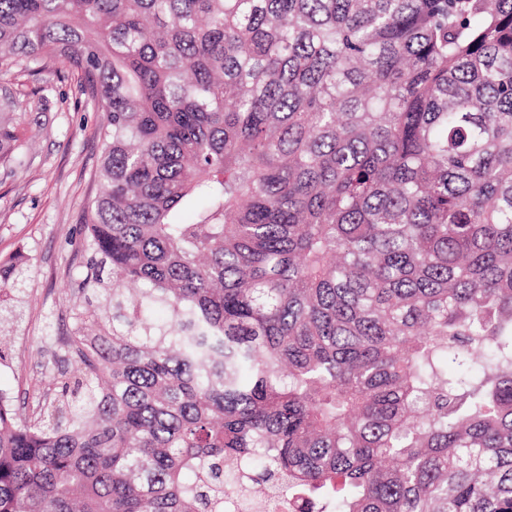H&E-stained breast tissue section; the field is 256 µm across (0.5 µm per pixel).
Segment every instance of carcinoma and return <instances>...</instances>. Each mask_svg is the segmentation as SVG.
I'll return each instance as SVG.
<instances>
[{
  "label": "carcinoma",
  "instance_id": "cac0c4a2",
  "mask_svg": "<svg viewBox=\"0 0 512 512\" xmlns=\"http://www.w3.org/2000/svg\"><path fill=\"white\" fill-rule=\"evenodd\" d=\"M50 62L110 315L0 392V512H512V0H0V75ZM226 512H288V506L281 499H265L260 507H253L247 502L235 501L224 505Z\"/></svg>",
  "mask_w": 512,
  "mask_h": 512
}]
</instances>
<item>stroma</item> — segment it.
I'll use <instances>...</instances> for the list:
<instances>
[{"label": "stroma", "mask_w": 512, "mask_h": 512, "mask_svg": "<svg viewBox=\"0 0 512 512\" xmlns=\"http://www.w3.org/2000/svg\"><path fill=\"white\" fill-rule=\"evenodd\" d=\"M80 81L79 71L59 64L0 80V92L21 102L13 117L26 156L22 168L0 165V259H28L21 292L0 304V391L25 416L52 398L55 344L89 299L76 281L88 262L81 225L99 191L94 132L102 115L86 104Z\"/></svg>", "instance_id": "1"}]
</instances>
